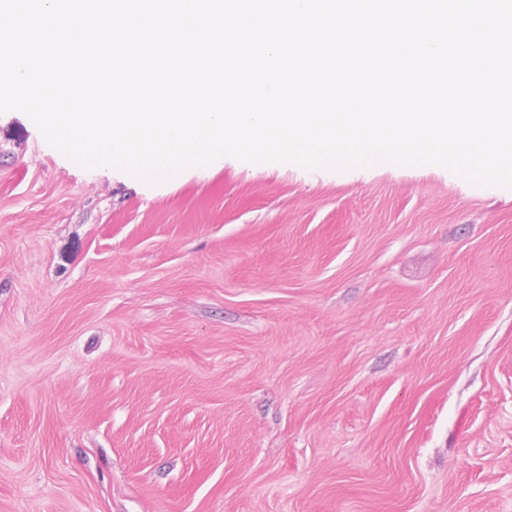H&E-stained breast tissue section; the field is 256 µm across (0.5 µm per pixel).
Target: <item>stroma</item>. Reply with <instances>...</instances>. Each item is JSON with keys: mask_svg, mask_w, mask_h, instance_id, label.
<instances>
[{"mask_svg": "<svg viewBox=\"0 0 512 512\" xmlns=\"http://www.w3.org/2000/svg\"><path fill=\"white\" fill-rule=\"evenodd\" d=\"M0 512H512V189L0 114Z\"/></svg>", "mask_w": 512, "mask_h": 512, "instance_id": "stroma-1", "label": "stroma"}]
</instances>
